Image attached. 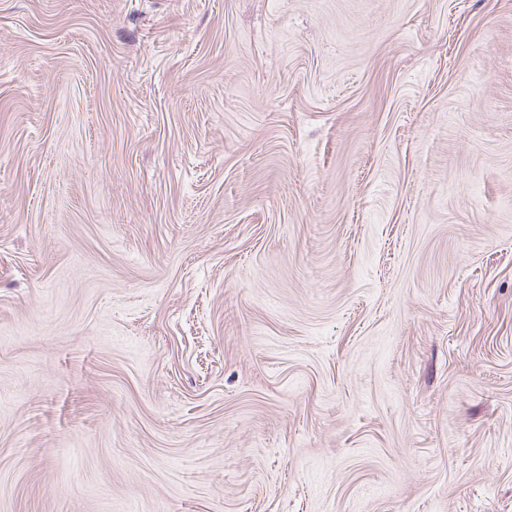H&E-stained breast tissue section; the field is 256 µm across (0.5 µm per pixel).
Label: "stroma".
I'll return each mask as SVG.
<instances>
[{
	"label": "stroma",
	"mask_w": 512,
	"mask_h": 512,
	"mask_svg": "<svg viewBox=\"0 0 512 512\" xmlns=\"http://www.w3.org/2000/svg\"><path fill=\"white\" fill-rule=\"evenodd\" d=\"M0 512H512V0H0Z\"/></svg>",
	"instance_id": "stroma-1"
}]
</instances>
